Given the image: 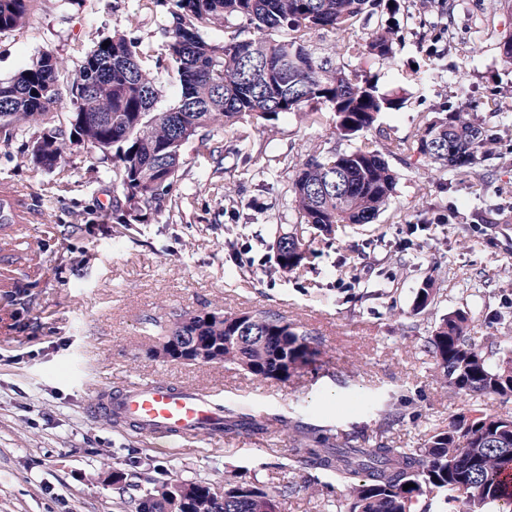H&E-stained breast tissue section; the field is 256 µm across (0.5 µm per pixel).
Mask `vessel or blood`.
<instances>
[{
  "label": "vessel or blood",
  "instance_id": "b4317fda",
  "mask_svg": "<svg viewBox=\"0 0 512 512\" xmlns=\"http://www.w3.org/2000/svg\"><path fill=\"white\" fill-rule=\"evenodd\" d=\"M0 212L7 222L1 232L21 223L22 215L9 190L0 191ZM224 407L216 393L192 388H175L157 380L129 387L119 394L97 391L90 415L96 420L119 418L136 428L145 437L186 438L207 434L220 426Z\"/></svg>",
  "mask_w": 512,
  "mask_h": 512
}]
</instances>
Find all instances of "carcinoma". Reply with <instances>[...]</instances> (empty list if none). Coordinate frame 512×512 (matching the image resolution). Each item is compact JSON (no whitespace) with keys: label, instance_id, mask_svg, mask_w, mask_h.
Instances as JSON below:
<instances>
[{"label":"carcinoma","instance_id":"1","mask_svg":"<svg viewBox=\"0 0 512 512\" xmlns=\"http://www.w3.org/2000/svg\"><path fill=\"white\" fill-rule=\"evenodd\" d=\"M385 0H163L171 16L164 28L165 70L179 82L177 102L159 106L157 78L141 63L137 39L122 31L98 42L73 71L42 52L14 77L0 81V126L38 128L30 140L31 163L47 172L82 147L112 160V182L122 198L112 204L118 224H147L172 203L183 147L197 141L211 151V133L249 118L271 122L283 114L308 120L316 106L336 113L343 136L367 131L402 100L379 91L377 80L359 77L336 63L357 55L358 44L342 41L317 55L313 29L347 33ZM32 0H0V34L25 27ZM227 16L243 19L256 37L217 43L207 29ZM398 29L380 27L365 40V54L382 66L395 64ZM69 109L68 126L48 125V112ZM498 136L460 106L426 119L414 151L455 177L479 182L482 161L497 156ZM397 174L386 153L357 147L318 152L296 164L288 186L299 226L330 235L343 224H371L391 203ZM277 270L304 265V231L274 233ZM439 289L427 283L413 311L424 313ZM158 345L172 336L210 340L209 363L242 368L261 380L285 381L320 362L316 339L306 330L264 310L233 313L182 311L155 323ZM420 350L433 361L436 381L458 396L512 397V336H494L479 347L469 336V314L455 310L440 319ZM497 361H491V357ZM288 428L290 456L304 468L330 475L344 491L339 512H429L428 496L445 494L448 512H486L512 507V416L468 409L435 429L416 448H366L357 437L339 441L331 429L307 428L276 414L254 416L225 410L224 427L263 435ZM412 487L403 489V485ZM136 512H279L278 497L293 485L269 490L247 481H224V508L213 483L152 480Z\"/></svg>","mask_w":512,"mask_h":512}]
</instances>
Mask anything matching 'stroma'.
<instances>
[{
    "label": "stroma",
    "mask_w": 512,
    "mask_h": 512,
    "mask_svg": "<svg viewBox=\"0 0 512 512\" xmlns=\"http://www.w3.org/2000/svg\"><path fill=\"white\" fill-rule=\"evenodd\" d=\"M356 24L357 37L392 24L401 39L397 65L368 56L341 57L349 70L375 75L381 92L403 96L374 128L344 137L336 115L320 107L312 120L284 115L245 119L215 131L223 149L188 147L171 206L147 224L112 218L111 163L81 148L52 172L36 170L30 131L0 129V186L11 188L26 224L0 237V512H135L142 489L159 474L206 480L227 477L264 487L294 484L279 512H336L340 494L329 477L299 467L288 434L228 431L192 440L145 439L128 428L92 420L96 390L115 393L161 379L224 395L238 413H276L339 435L362 432L367 443L412 448L465 411L464 400L436 383L418 337L456 309L470 312L476 345L512 336V317L487 313L512 305V165L484 161L481 189L452 182L445 171L400 151L432 112L475 106L495 97L512 105V66L499 45L512 36L504 0H397ZM170 16L152 0H35L26 29L0 35V80L49 51L76 66L112 31L141 42L143 65L159 77L162 106L177 88L164 65L163 28ZM426 73L422 85L412 71ZM467 75L458 96L456 73ZM393 146L398 175L389 207L370 224L308 231L310 253L298 270H275V228L291 231L298 214L288 184L300 156L330 147ZM233 186V200L224 197ZM489 204L487 223L473 212ZM440 293L426 314H413L419 288ZM262 309L302 326L322 351L319 370L287 381L259 380L222 365L159 362L148 350L157 321L195 309ZM404 415L384 427L378 409ZM129 474L121 490L112 474Z\"/></svg>",
    "instance_id": "obj_1"
}]
</instances>
